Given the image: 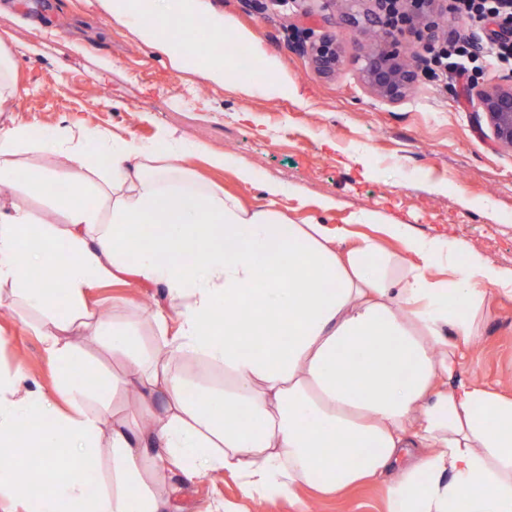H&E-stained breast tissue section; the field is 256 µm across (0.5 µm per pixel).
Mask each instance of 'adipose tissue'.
Wrapping results in <instances>:
<instances>
[{"instance_id": "adipose-tissue-1", "label": "adipose tissue", "mask_w": 512, "mask_h": 512, "mask_svg": "<svg viewBox=\"0 0 512 512\" xmlns=\"http://www.w3.org/2000/svg\"><path fill=\"white\" fill-rule=\"evenodd\" d=\"M100 6L176 67L192 35L224 38L188 0ZM161 140L160 154L116 139L90 158L83 138L0 121V182L27 185L64 217L33 233L27 203L0 196V307L36 312L58 371L49 394L0 373V512H129L134 502L166 512L153 482L174 469L224 471L266 500L375 482L388 512H512V397L461 370L482 337L487 287L512 297V279L474 258L433 280L443 243L401 224L386 232L402 255L370 239L345 247L346 231L290 223L196 180L183 160L198 145L170 130ZM30 150L72 163L66 192L52 170L23 164ZM130 278L167 290L168 306L147 312L165 333L151 350L86 306L102 284ZM101 341L127 364L113 389L133 390L140 413L85 407L81 350ZM185 357L222 367L223 391L188 398ZM353 369L368 391L347 383ZM105 434L112 486L91 496L83 478ZM26 468L39 485L17 479Z\"/></svg>"}]
</instances>
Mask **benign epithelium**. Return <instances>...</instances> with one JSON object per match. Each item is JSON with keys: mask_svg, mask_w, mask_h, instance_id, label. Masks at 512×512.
<instances>
[{"mask_svg": "<svg viewBox=\"0 0 512 512\" xmlns=\"http://www.w3.org/2000/svg\"><path fill=\"white\" fill-rule=\"evenodd\" d=\"M401 22L388 21L387 0H335L333 16L313 32L292 43L312 68L333 78L353 65L365 90L396 104L418 88L430 74L428 58L407 54L402 40L427 49L446 35L448 0H397ZM469 110L488 126L493 140L512 149V74L494 82L473 81L468 88Z\"/></svg>", "mask_w": 512, "mask_h": 512, "instance_id": "benign-epithelium-1", "label": "benign epithelium"}]
</instances>
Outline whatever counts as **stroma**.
Listing matches in <instances>:
<instances>
[{
    "label": "stroma",
    "mask_w": 512,
    "mask_h": 512,
    "mask_svg": "<svg viewBox=\"0 0 512 512\" xmlns=\"http://www.w3.org/2000/svg\"><path fill=\"white\" fill-rule=\"evenodd\" d=\"M218 14L228 33L253 32V56L277 63L278 78L299 96L260 87L250 97L208 83L196 63L171 68L162 53H147L125 28L106 23L97 0H0V35L7 40L26 92L16 121L59 134L88 133L152 145L160 129L177 131L203 152L186 160L200 179L263 204L262 186L280 183L275 208L296 224L349 230V243L377 240L390 252L401 243L388 224L406 225L419 238L448 245L447 264L433 279L451 280V264L467 258L492 263L512 276V150L499 147L480 127L454 79L441 72L398 104L377 101L353 66L336 78L320 77L291 44V20L325 16L324 0H194ZM229 154L233 163L211 168L205 150ZM251 168L242 184L237 166ZM373 216L357 222L360 212ZM483 337L464 373L512 395V297L486 289ZM166 305L164 288L127 281L104 284L87 298L107 320L131 321L145 347L161 338L145 316L144 301ZM34 315L0 308V370L20 371L31 386L51 392L57 370L47 346L31 328ZM167 512H387L376 483L341 496L320 498L302 489L295 500L251 499L239 478L209 472L192 478L179 471L159 477Z\"/></svg>",
    "instance_id": "35a3bbf8"
}]
</instances>
